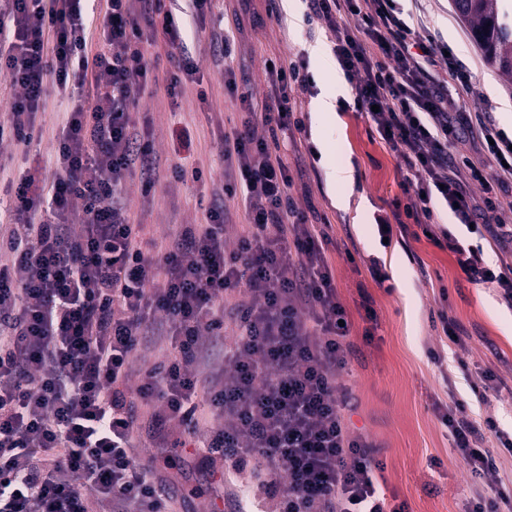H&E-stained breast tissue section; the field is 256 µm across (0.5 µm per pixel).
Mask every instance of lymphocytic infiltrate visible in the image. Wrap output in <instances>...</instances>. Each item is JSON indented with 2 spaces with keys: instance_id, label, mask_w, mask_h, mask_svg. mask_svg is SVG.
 <instances>
[{
  "instance_id": "lymphocytic-infiltrate-1",
  "label": "lymphocytic infiltrate",
  "mask_w": 512,
  "mask_h": 512,
  "mask_svg": "<svg viewBox=\"0 0 512 512\" xmlns=\"http://www.w3.org/2000/svg\"><path fill=\"white\" fill-rule=\"evenodd\" d=\"M216 0H190L218 63L232 55ZM333 34L336 60L380 138L405 171L404 213L457 257L467 280L495 288L512 307V264L489 265L480 245L463 246L441 224L438 204L479 240L512 254V135L483 113L461 110L454 93L471 75L435 33L412 29L397 0H309ZM165 40V56L154 55ZM448 68L440 79L434 68ZM262 105L244 94L248 117L222 133L224 178L202 222L144 240L131 223L127 184L150 193L162 172L200 181V168L165 164L132 112L151 85L170 101L197 86L195 57L166 0H106L98 22L81 0H0V76L22 90L0 140L29 144L47 97L68 104L46 166L19 178L0 223V512H164L176 491L133 456L140 406L154 433L178 426V446L199 432L198 396L215 424L209 453L250 472L267 512H405L373 474L375 446L346 418L351 392L347 311L325 247L290 193L277 143L308 88L304 61L267 70ZM477 130L482 164L449 153ZM244 204L234 227L229 200ZM171 350L127 382L138 358ZM464 466L495 487L472 512L512 507L496 453L512 435L493 419L473 421L464 401L437 407ZM497 448H488V438Z\"/></svg>"
}]
</instances>
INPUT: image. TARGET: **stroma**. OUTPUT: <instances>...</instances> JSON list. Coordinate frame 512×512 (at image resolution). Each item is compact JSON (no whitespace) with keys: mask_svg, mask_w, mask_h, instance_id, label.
Returning <instances> with one entry per match:
<instances>
[{"mask_svg":"<svg viewBox=\"0 0 512 512\" xmlns=\"http://www.w3.org/2000/svg\"><path fill=\"white\" fill-rule=\"evenodd\" d=\"M412 21L438 32L471 74L475 97L465 100L470 112L487 113L505 131L512 132V81L489 65L472 38L469 27L456 15L452 0H401ZM298 12L301 26L288 22L289 11ZM224 29L235 41L231 66L245 74L236 92L225 89L218 67L193 23L187 22L185 42L197 59L208 83V105L187 91L179 106H172L163 87L149 88L132 118L138 127L152 131L161 157H173L174 130L186 127L194 136L187 167H200L221 178L224 167L214 145L219 128L240 124L244 111L239 97L263 98L268 91L265 62L273 58L289 64L309 43L330 44L324 24L310 18L307 0H219ZM310 91L292 90L301 129L288 133L290 145L280 155L292 176L290 194L309 223L327 225L332 242L326 255L351 323V356L340 379L351 388L357 407L348 415L354 430L363 433L379 450L375 475L387 497L407 505L408 512H470L475 497H492L491 488L475 484L461 462L436 406L449 397L467 401L473 420L494 417L501 430L512 434V308L496 290L467 280L456 258L417 236V227H394L382 241L378 218L391 217L393 203L401 197L398 159L388 152L370 119L355 110L338 111L313 121V105L322 95L336 91L339 65H309ZM64 106L49 96L39 113L40 137L29 145L0 143V202L10 203L15 185L29 167L45 161L55 147L54 134ZM311 145L316 158L302 155ZM350 165L353 182L348 187L331 184L328 172ZM132 222L143 225L145 238L175 234L181 225L201 220L199 201L208 197L206 183H180L165 177L150 195L138 181L127 185ZM350 194L351 209L339 208L336 199ZM354 260H347L345 248ZM379 263L390 276V289L373 280L369 268ZM371 303L376 321L364 318V303ZM447 311L467 334L466 349L446 339L438 311ZM437 349L441 365H434L429 349ZM466 356L468 370L458 367ZM492 369L498 389L477 400L471 390L480 373ZM137 461L155 468L177 489L173 512H249L243 489L249 473L225 472L220 456L205 459L196 449L157 450L148 431L134 435Z\"/></svg>","mask_w":512,"mask_h":512,"instance_id":"1","label":"stroma"}]
</instances>
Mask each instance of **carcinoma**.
Masks as SVG:
<instances>
[{
  "label": "carcinoma",
  "mask_w": 512,
  "mask_h": 512,
  "mask_svg": "<svg viewBox=\"0 0 512 512\" xmlns=\"http://www.w3.org/2000/svg\"><path fill=\"white\" fill-rule=\"evenodd\" d=\"M504 0H452L489 64L512 80V10Z\"/></svg>",
  "instance_id": "cac0c4a2"
}]
</instances>
